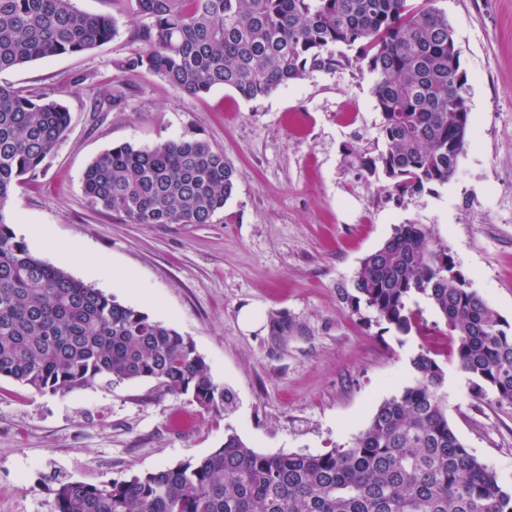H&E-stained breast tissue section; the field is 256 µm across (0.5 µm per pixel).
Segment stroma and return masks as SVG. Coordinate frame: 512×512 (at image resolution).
<instances>
[{"instance_id": "1", "label": "stroma", "mask_w": 512, "mask_h": 512, "mask_svg": "<svg viewBox=\"0 0 512 512\" xmlns=\"http://www.w3.org/2000/svg\"><path fill=\"white\" fill-rule=\"evenodd\" d=\"M114 19L117 33L79 55L0 73V83L58 100L70 114L42 171L14 192L6 221L36 257L192 339L215 383L236 398L214 414L153 382L30 393L0 379V512H55L56 479L123 480L201 459L237 434L264 454H320L363 430L430 353L446 373L448 421L470 452L512 488V405L476 396L448 353L441 316L421 303L407 334L344 296L362 258L398 224L427 225L473 289L512 325V0H439L468 75L469 133L456 177L404 203L365 174L380 116L364 63L313 73L257 99L217 87L200 97L124 61L147 25L135 0H72ZM127 100L112 107L113 86ZM204 139L237 172L210 224H132L93 206L82 177L104 151ZM77 243L78 265L29 226ZM131 277L136 293L122 286ZM258 331L243 330L242 309Z\"/></svg>"}]
</instances>
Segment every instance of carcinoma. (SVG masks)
Instances as JSON below:
<instances>
[{"label":"carcinoma","instance_id":"carcinoma-1","mask_svg":"<svg viewBox=\"0 0 512 512\" xmlns=\"http://www.w3.org/2000/svg\"><path fill=\"white\" fill-rule=\"evenodd\" d=\"M437 2L136 0L150 19L136 33L145 49L123 67L192 96L224 87L255 100L362 61L385 149L358 154V164L389 179V195L403 202L452 179L469 130L468 75ZM115 33L113 19L71 0H0V72L84 53ZM67 128L59 102L0 85V379L41 395L149 380L208 412L230 410L233 395L214 383L190 338L34 256L5 223L14 186L36 175ZM82 183L93 205L132 224H211L236 171L203 139L125 143L96 157ZM354 289L355 306L403 333L417 327L424 298L442 316L472 390L512 404V333L465 287L426 225L394 226L362 260ZM410 365L413 384L381 403L346 446L262 454L229 434L197 462L124 480L61 479L55 512H512V490L448 422L443 368L426 353Z\"/></svg>","mask_w":512,"mask_h":512}]
</instances>
